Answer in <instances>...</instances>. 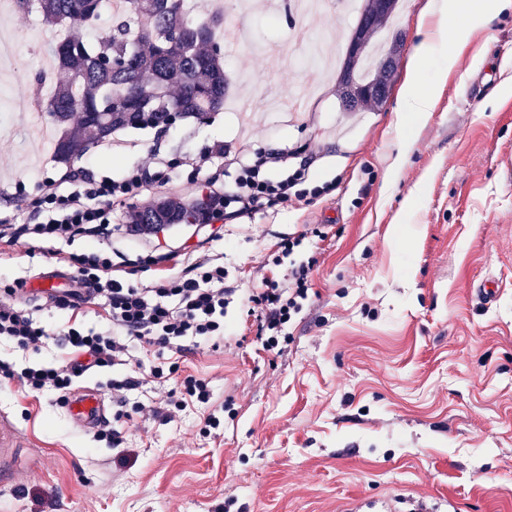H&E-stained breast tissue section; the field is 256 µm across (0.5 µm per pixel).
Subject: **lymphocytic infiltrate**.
Instances as JSON below:
<instances>
[{"label": "lymphocytic infiltrate", "mask_w": 512, "mask_h": 512, "mask_svg": "<svg viewBox=\"0 0 512 512\" xmlns=\"http://www.w3.org/2000/svg\"><path fill=\"white\" fill-rule=\"evenodd\" d=\"M294 156L288 149L266 150L252 141L237 145L214 144L199 158L191 160V178H206L212 167L234 171L231 184L209 191L202 200L204 223L219 219L236 220L277 203L290 206L303 198L298 185L305 180L304 169L289 170ZM175 178L174 166L158 156L128 168L118 179L96 177L85 171L68 170L46 176L36 183L35 196L15 191L11 198L25 223L0 220V240L72 244L75 240L96 241V250L69 254L74 270V290L55 296L57 308L73 311L83 304L102 307L110 330L83 332L77 324L50 326L33 319L21 303L22 282L0 280V338L23 349H39L48 340L70 347L72 359L55 364L15 369L0 359V382H19L28 391L45 389L70 392L75 378L93 368L123 366L127 372L106 384L117 403H125L129 391L141 379L140 353L179 352L186 340L201 343L224 338V266L216 259L196 257L184 274L160 276L152 285L142 286L115 276L112 269V223L131 225L133 214L125 210L128 199L165 186ZM311 268L292 269L284 288L269 285L253 295L262 310V330L279 329L306 299ZM207 402L205 381L188 378L184 394L168 391L162 406H140L139 411L174 421L188 399Z\"/></svg>", "instance_id": "lymphocytic-infiltrate-1"}]
</instances>
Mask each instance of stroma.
I'll use <instances>...</instances> for the list:
<instances>
[{"label": "stroma", "mask_w": 512, "mask_h": 512, "mask_svg": "<svg viewBox=\"0 0 512 512\" xmlns=\"http://www.w3.org/2000/svg\"><path fill=\"white\" fill-rule=\"evenodd\" d=\"M288 2L256 0L224 71L229 96L259 116L258 147L311 160L305 201L231 224L114 232L126 279L142 284L189 250L222 257L234 291L224 341L142 354L147 375L127 395L117 448L77 427L59 393L0 383V512H346L354 501L512 512V12L473 30L433 112L418 117L398 91L440 0H402L396 29L380 31L407 36L386 102L342 111L331 67L306 121L268 103L310 75L307 40L346 48L355 17L329 5L300 19ZM48 56L47 43L23 41L0 72V182L30 192L40 151L28 128L54 77ZM241 135L220 110L119 131L123 151L97 144L77 165L117 179L148 153L179 160ZM308 262L307 299L263 348L251 300L261 276L284 287ZM47 276L70 286L51 255L0 248V278ZM485 281L498 285L494 303L475 293ZM189 376L207 383L208 402L189 400L172 422L138 413Z\"/></svg>", "instance_id": "stroma-1"}]
</instances>
